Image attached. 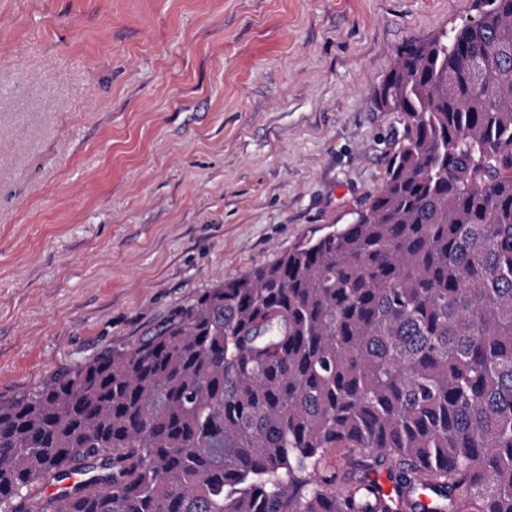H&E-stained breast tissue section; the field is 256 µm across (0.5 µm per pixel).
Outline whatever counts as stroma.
Returning a JSON list of instances; mask_svg holds the SVG:
<instances>
[{
  "instance_id": "35a3bbf8",
  "label": "stroma",
  "mask_w": 512,
  "mask_h": 512,
  "mask_svg": "<svg viewBox=\"0 0 512 512\" xmlns=\"http://www.w3.org/2000/svg\"><path fill=\"white\" fill-rule=\"evenodd\" d=\"M475 0H0V400L348 223L372 95Z\"/></svg>"
}]
</instances>
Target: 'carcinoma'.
Returning a JSON list of instances; mask_svg holds the SVG:
<instances>
[{
	"instance_id": "1",
	"label": "carcinoma",
	"mask_w": 512,
	"mask_h": 512,
	"mask_svg": "<svg viewBox=\"0 0 512 512\" xmlns=\"http://www.w3.org/2000/svg\"><path fill=\"white\" fill-rule=\"evenodd\" d=\"M477 3L375 90L409 129L351 222L0 401V512H399L377 470L512 512V0Z\"/></svg>"
}]
</instances>
